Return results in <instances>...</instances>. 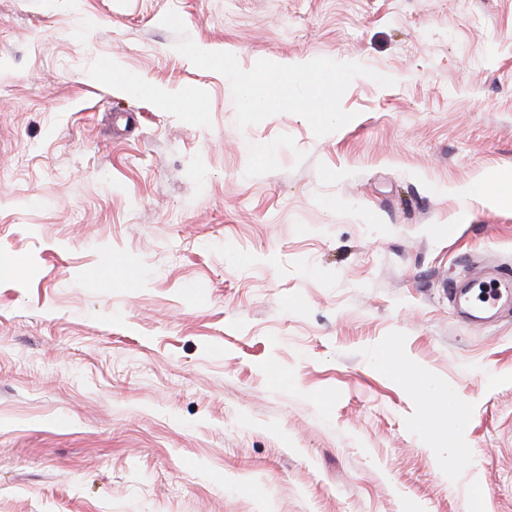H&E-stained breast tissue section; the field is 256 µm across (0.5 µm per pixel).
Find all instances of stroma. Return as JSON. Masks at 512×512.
<instances>
[{
    "mask_svg": "<svg viewBox=\"0 0 512 512\" xmlns=\"http://www.w3.org/2000/svg\"><path fill=\"white\" fill-rule=\"evenodd\" d=\"M511 168L512 0H0V512H512ZM306 68L307 65H301L287 72L278 59L259 58L249 74L236 80L235 86L242 104L249 111L269 112V101V109L278 110L280 101L288 102L292 83L302 77ZM273 97L280 101L270 99ZM473 284L476 288L463 290L449 286V296L456 299L460 305H464L469 308H479L480 310L493 309L500 298L499 289L491 287L488 288L485 285V282L481 279L473 280Z\"/></svg>",
    "mask_w": 512,
    "mask_h": 512,
    "instance_id": "stroma-1",
    "label": "stroma"
}]
</instances>
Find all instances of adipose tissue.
I'll return each mask as SVG.
<instances>
[{
    "mask_svg": "<svg viewBox=\"0 0 512 512\" xmlns=\"http://www.w3.org/2000/svg\"><path fill=\"white\" fill-rule=\"evenodd\" d=\"M302 75V68L288 70L278 59L262 57L249 74L237 78L235 86L247 110L263 112L270 98L287 101L292 83Z\"/></svg>",
    "mask_w": 512,
    "mask_h": 512,
    "instance_id": "obj_1",
    "label": "adipose tissue"
}]
</instances>
